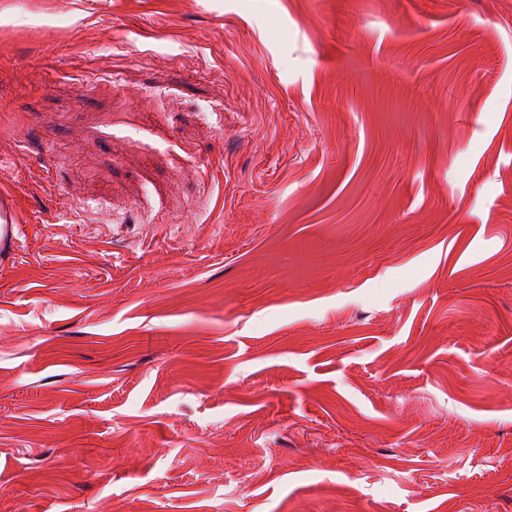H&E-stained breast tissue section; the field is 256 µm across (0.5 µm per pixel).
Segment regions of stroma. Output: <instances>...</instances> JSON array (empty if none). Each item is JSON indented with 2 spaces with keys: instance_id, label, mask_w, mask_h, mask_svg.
Masks as SVG:
<instances>
[{
  "instance_id": "obj_1",
  "label": "stroma",
  "mask_w": 512,
  "mask_h": 512,
  "mask_svg": "<svg viewBox=\"0 0 512 512\" xmlns=\"http://www.w3.org/2000/svg\"><path fill=\"white\" fill-rule=\"evenodd\" d=\"M0 512H512V0H0Z\"/></svg>"
}]
</instances>
